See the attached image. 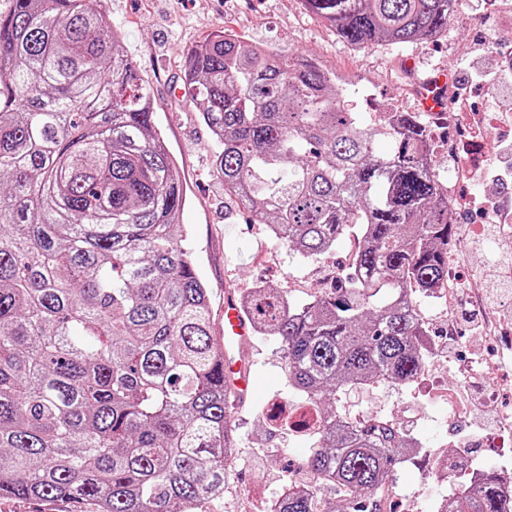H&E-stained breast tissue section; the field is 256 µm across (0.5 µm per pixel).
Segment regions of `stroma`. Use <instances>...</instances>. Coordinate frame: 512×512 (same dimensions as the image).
Returning a JSON list of instances; mask_svg holds the SVG:
<instances>
[{"label": "stroma", "instance_id": "stroma-1", "mask_svg": "<svg viewBox=\"0 0 512 512\" xmlns=\"http://www.w3.org/2000/svg\"><path fill=\"white\" fill-rule=\"evenodd\" d=\"M102 9L122 33L125 50L151 93L155 125L176 160V174L187 195L179 229L187 235L185 246L209 290L211 319L218 333L224 328L225 289L240 294L259 280L303 303L333 287L349 264L358 229L350 227L330 255L304 260L270 236L264 225L251 222L225 195L222 178L210 168L211 134L198 107L180 95L193 46L226 29L272 49L301 50L328 71L346 74L370 88L372 103L358 113L359 120L368 123L376 112L417 111L418 101L408 92L413 79L449 68L457 83L467 82L472 62L491 64L493 46L512 41L507 35L512 29V0H468L465 11L435 40L362 50L342 42L333 29L306 11L302 0H102ZM482 221L481 214L467 213L456 222L464 231L460 243L468 258L463 269L467 275L487 263L490 242L482 237ZM418 302L438 348L426 364L427 380L340 390L325 408L339 415L395 421L434 448L467 444L470 466L497 468L500 451L490 447L488 439L512 428V335L498 336L492 356L481 363L485 392L504 415L503 424L487 425L481 416L454 420L443 394L465 384V367L475 351L463 323L458 326L457 346H449L448 324L457 321L458 312L447 297L422 296ZM248 353L255 386L233 414L237 453L226 467L224 494L200 503L197 512H269L286 481L309 479L308 445L265 424L264 409L270 400L299 398L288 382L281 343L272 336L255 335ZM433 470L431 457L424 454L397 465L386 488L391 512H434L435 502L448 496L454 485L436 479Z\"/></svg>", "mask_w": 512, "mask_h": 512}]
</instances>
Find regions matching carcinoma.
<instances>
[{
	"mask_svg": "<svg viewBox=\"0 0 512 512\" xmlns=\"http://www.w3.org/2000/svg\"><path fill=\"white\" fill-rule=\"evenodd\" d=\"M302 2L364 49L441 35L461 0ZM183 84L224 192L254 223L312 260L359 225L343 284L302 304L261 283L240 297L253 332L280 340L291 386L319 406L368 380L414 381L431 329L409 307L448 281L457 238L420 114L396 113L378 153L336 74L228 30L189 51ZM153 116L101 0L0 10V496L195 512L224 495L232 392ZM321 423L312 478L332 476L349 512H388L390 471L414 440L390 420L343 428L323 412ZM270 512L335 509L319 487L288 484ZM443 512L512 507L486 471Z\"/></svg>",
	"mask_w": 512,
	"mask_h": 512,
	"instance_id": "carcinoma-1",
	"label": "carcinoma"
}]
</instances>
